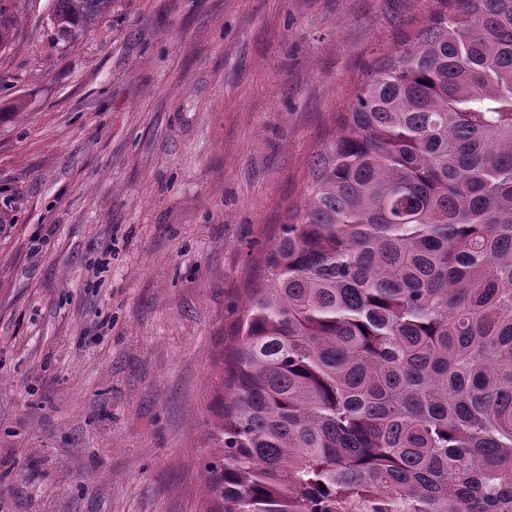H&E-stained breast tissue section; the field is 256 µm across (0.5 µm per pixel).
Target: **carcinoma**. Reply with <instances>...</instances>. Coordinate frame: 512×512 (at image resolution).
I'll list each match as a JSON object with an SVG mask.
<instances>
[{"instance_id":"obj_1","label":"carcinoma","mask_w":512,"mask_h":512,"mask_svg":"<svg viewBox=\"0 0 512 512\" xmlns=\"http://www.w3.org/2000/svg\"><path fill=\"white\" fill-rule=\"evenodd\" d=\"M438 2L362 71L246 288L205 512H512V0ZM110 3L53 0L49 41Z\"/></svg>"}]
</instances>
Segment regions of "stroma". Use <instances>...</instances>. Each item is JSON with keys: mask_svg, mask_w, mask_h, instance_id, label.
<instances>
[{"mask_svg": "<svg viewBox=\"0 0 512 512\" xmlns=\"http://www.w3.org/2000/svg\"><path fill=\"white\" fill-rule=\"evenodd\" d=\"M0 50V512H203L215 364L365 64L436 0H112ZM112 0H53L47 18L49 41L53 44L75 40L109 7Z\"/></svg>", "mask_w": 512, "mask_h": 512, "instance_id": "1", "label": "stroma"}]
</instances>
